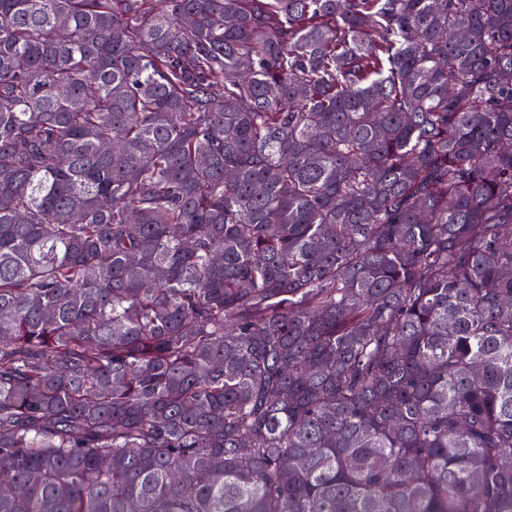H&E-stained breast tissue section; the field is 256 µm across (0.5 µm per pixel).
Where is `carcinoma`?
<instances>
[{
    "mask_svg": "<svg viewBox=\"0 0 512 512\" xmlns=\"http://www.w3.org/2000/svg\"><path fill=\"white\" fill-rule=\"evenodd\" d=\"M133 504L512 512V0H0V512Z\"/></svg>",
    "mask_w": 512,
    "mask_h": 512,
    "instance_id": "carcinoma-1",
    "label": "carcinoma"
}]
</instances>
